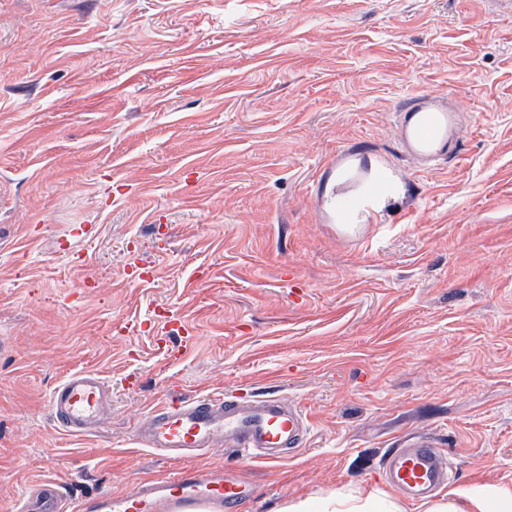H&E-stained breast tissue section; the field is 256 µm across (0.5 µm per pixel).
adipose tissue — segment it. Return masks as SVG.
<instances>
[{"instance_id": "1", "label": "adipose tissue", "mask_w": 512, "mask_h": 512, "mask_svg": "<svg viewBox=\"0 0 512 512\" xmlns=\"http://www.w3.org/2000/svg\"><path fill=\"white\" fill-rule=\"evenodd\" d=\"M288 512H406V509L388 490L367 485L290 504ZM421 512H512V487H487L479 491L452 489L438 499L424 502Z\"/></svg>"}]
</instances>
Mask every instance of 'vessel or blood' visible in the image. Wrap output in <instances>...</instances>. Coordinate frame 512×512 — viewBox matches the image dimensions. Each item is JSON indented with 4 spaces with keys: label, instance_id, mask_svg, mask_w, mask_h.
Returning <instances> with one entry per match:
<instances>
[{
    "label": "vessel or blood",
    "instance_id": "b4317fda",
    "mask_svg": "<svg viewBox=\"0 0 512 512\" xmlns=\"http://www.w3.org/2000/svg\"><path fill=\"white\" fill-rule=\"evenodd\" d=\"M458 124L451 102L419 94L400 109L399 136L409 155L427 163L456 152ZM359 189L370 195L380 193L381 173L363 165L345 172L336 187L343 198L337 223L350 222L355 205L352 194ZM110 401V387L100 374L78 371L55 386L49 408L62 431L84 435L96 431ZM306 431L299 409L282 398L208 397L151 410L135 434L143 447L178 458L226 446L240 460L254 461L286 457L300 446ZM385 470L389 484L411 500L431 496L445 480L437 444L423 435L391 453ZM248 493L249 484L240 477L189 466L172 476L141 482L134 492L122 496L104 492L68 501L55 482L46 481L22 498L18 512H237Z\"/></svg>",
    "mask_w": 512,
    "mask_h": 512
}]
</instances>
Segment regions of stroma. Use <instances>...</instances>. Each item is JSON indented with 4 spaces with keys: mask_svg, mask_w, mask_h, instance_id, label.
<instances>
[{
    "mask_svg": "<svg viewBox=\"0 0 512 512\" xmlns=\"http://www.w3.org/2000/svg\"><path fill=\"white\" fill-rule=\"evenodd\" d=\"M417 92L464 115L432 167L397 133ZM346 157L401 190L336 224ZM79 370L112 389L89 437L48 407ZM208 394L308 419L285 460L199 458L240 512L385 485L418 434L449 487L512 486V4L0 0V512L172 474L135 428Z\"/></svg>",
    "mask_w": 512,
    "mask_h": 512,
    "instance_id": "stroma-1",
    "label": "stroma"
}]
</instances>
